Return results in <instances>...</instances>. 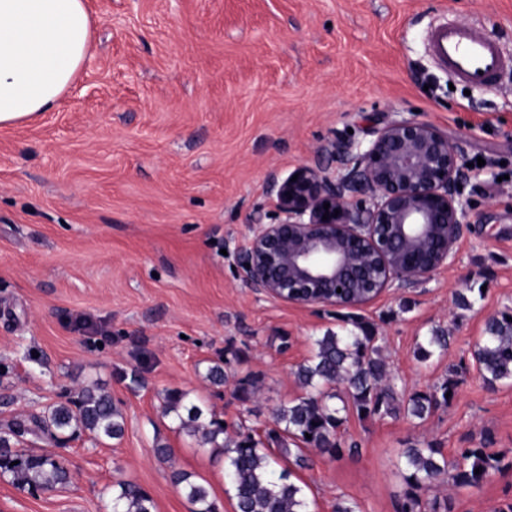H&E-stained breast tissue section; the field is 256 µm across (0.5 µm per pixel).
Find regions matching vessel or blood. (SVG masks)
<instances>
[{
	"label": "vessel or blood",
	"mask_w": 512,
	"mask_h": 512,
	"mask_svg": "<svg viewBox=\"0 0 512 512\" xmlns=\"http://www.w3.org/2000/svg\"><path fill=\"white\" fill-rule=\"evenodd\" d=\"M435 59L449 77L471 84L492 87L500 74L512 67V57L500 45L469 23H449L435 28L431 37Z\"/></svg>",
	"instance_id": "obj_1"
}]
</instances>
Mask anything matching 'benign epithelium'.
<instances>
[{"label": "benign epithelium", "instance_id": "benign-epithelium-1", "mask_svg": "<svg viewBox=\"0 0 512 512\" xmlns=\"http://www.w3.org/2000/svg\"><path fill=\"white\" fill-rule=\"evenodd\" d=\"M339 151L340 177L303 166L273 181L274 221L254 220L237 253L247 287L283 303L358 308L454 260L470 215L457 193L466 173L447 133L401 118ZM338 288L371 292L342 302Z\"/></svg>", "mask_w": 512, "mask_h": 512}]
</instances>
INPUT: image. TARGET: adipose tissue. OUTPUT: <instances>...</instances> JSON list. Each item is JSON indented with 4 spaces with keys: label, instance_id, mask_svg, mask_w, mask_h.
<instances>
[{
    "label": "adipose tissue",
    "instance_id": "ef3b65f1",
    "mask_svg": "<svg viewBox=\"0 0 512 512\" xmlns=\"http://www.w3.org/2000/svg\"><path fill=\"white\" fill-rule=\"evenodd\" d=\"M86 0H0V125L51 111L90 52Z\"/></svg>",
    "mask_w": 512,
    "mask_h": 512
}]
</instances>
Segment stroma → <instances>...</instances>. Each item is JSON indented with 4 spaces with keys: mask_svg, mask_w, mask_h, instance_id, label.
I'll return each instance as SVG.
<instances>
[{
    "mask_svg": "<svg viewBox=\"0 0 512 512\" xmlns=\"http://www.w3.org/2000/svg\"><path fill=\"white\" fill-rule=\"evenodd\" d=\"M90 55L55 108L0 126V429L96 381L125 420L118 441L26 438L59 455L70 486L37 495L0 478V512H107L118 479L156 512H192L172 470L203 478L235 512L224 459L191 447L163 414L168 391L204 400L227 432L262 434L304 396L295 371L344 308L256 294L235 253L270 217L272 178L343 172L332 144L399 117L439 126L467 163L472 224L452 265L394 285L356 315L373 324L401 396L465 364L454 399L426 420L348 412L336 458L308 448L293 468L313 512L337 500L397 512L402 448L434 442L449 460L484 446L512 457V385L484 384L472 353L512 312V71L493 88L451 82L430 50L444 21L474 23L512 56V0H87ZM481 292L462 308L456 293ZM447 328L446 354L420 362L421 336ZM221 365L214 386L207 372ZM169 448L159 461L156 446ZM453 512L512 500V470L441 486Z\"/></svg>",
    "mask_w": 512,
    "mask_h": 512,
    "instance_id": "1",
    "label": "stroma"
}]
</instances>
